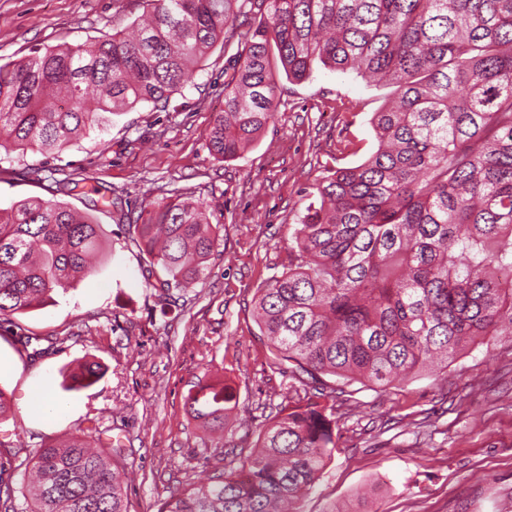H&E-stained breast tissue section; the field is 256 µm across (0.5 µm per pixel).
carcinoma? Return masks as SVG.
<instances>
[{"instance_id": "cac0c4a2", "label": "carcinoma", "mask_w": 512, "mask_h": 512, "mask_svg": "<svg viewBox=\"0 0 512 512\" xmlns=\"http://www.w3.org/2000/svg\"><path fill=\"white\" fill-rule=\"evenodd\" d=\"M132 33L104 32L0 65V149L58 155L140 104L166 108L219 42L240 45L224 110L208 131L220 162L253 145L277 112L281 79L314 61L392 88L370 124L377 149L316 178L288 268L256 289L274 364L305 386L329 375L386 387L488 336H512V0H145ZM246 18L245 29L234 26ZM138 245L165 306L206 278L224 225L176 196ZM107 233L67 203L0 209V321L37 309L92 272ZM98 362L71 374L91 384ZM192 418L231 431L236 398L198 384ZM44 446L30 512H128L113 457L96 437ZM258 451L171 497L161 512H299L336 450L331 406L289 401Z\"/></svg>"}]
</instances>
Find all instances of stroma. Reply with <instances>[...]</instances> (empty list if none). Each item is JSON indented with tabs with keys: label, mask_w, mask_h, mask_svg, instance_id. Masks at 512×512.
<instances>
[{
	"label": "stroma",
	"mask_w": 512,
	"mask_h": 512,
	"mask_svg": "<svg viewBox=\"0 0 512 512\" xmlns=\"http://www.w3.org/2000/svg\"><path fill=\"white\" fill-rule=\"evenodd\" d=\"M144 7L143 0H0V64L127 29ZM237 51L216 45L166 109L140 105L52 158L18 150L0 161L2 209L27 197L55 198L56 180L74 174L100 195L121 197L132 216L185 194L224 226L206 279L166 311L119 213L67 196L73 208L94 211L108 241L97 272L53 303L0 323V388L11 396L9 416L0 419V485L11 490L9 512H29L22 488L43 444L91 425L123 442L128 512H161L171 496L228 466V446L254 452L271 406L287 394L289 380L254 320L256 290L286 271L315 178L376 149L369 120L390 90L314 65L305 81H281L278 110L258 141L220 162L207 134L224 108ZM30 168L44 170L45 179L27 176ZM23 334L54 345L30 357L17 341ZM83 359L103 363L104 375L86 389L64 390V372ZM224 380L239 401L228 446L186 406L194 385ZM39 387L59 411L31 407ZM306 398L335 406L336 451L301 512H357L355 495L369 485L377 488L372 512H512V336L486 337L448 367L384 389L355 383L336 393L317 383Z\"/></svg>",
	"instance_id": "35a3bbf8"
}]
</instances>
